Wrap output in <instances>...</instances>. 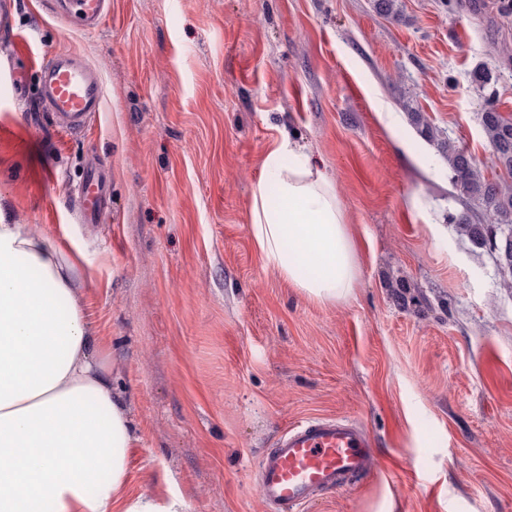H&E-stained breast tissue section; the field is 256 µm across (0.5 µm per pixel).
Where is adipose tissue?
<instances>
[{
    "label": "adipose tissue",
    "mask_w": 512,
    "mask_h": 512,
    "mask_svg": "<svg viewBox=\"0 0 512 512\" xmlns=\"http://www.w3.org/2000/svg\"><path fill=\"white\" fill-rule=\"evenodd\" d=\"M250 234L311 300L345 298L357 265L330 174L292 134L262 160ZM76 262L25 224L0 221V512H187L178 493L127 491L139 437L112 392L104 340Z\"/></svg>",
    "instance_id": "adipose-tissue-1"
}]
</instances>
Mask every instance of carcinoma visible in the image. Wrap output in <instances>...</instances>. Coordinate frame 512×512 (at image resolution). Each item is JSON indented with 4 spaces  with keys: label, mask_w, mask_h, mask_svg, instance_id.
Segmentation results:
<instances>
[{
    "label": "carcinoma",
    "mask_w": 512,
    "mask_h": 512,
    "mask_svg": "<svg viewBox=\"0 0 512 512\" xmlns=\"http://www.w3.org/2000/svg\"><path fill=\"white\" fill-rule=\"evenodd\" d=\"M479 120L499 174L494 180L486 178L471 154L452 140L445 141L443 149L448 155L452 182L465 205V210L450 216V221L473 244L487 246L495 253L500 286L512 288V236L493 239L495 228L512 230V116L499 112L490 95Z\"/></svg>",
    "instance_id": "cac0c4a2"
}]
</instances>
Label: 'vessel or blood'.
Returning a JSON list of instances; mask_svg holds the SVG:
<instances>
[{"label":"vessel or blood","instance_id":"obj_1","mask_svg":"<svg viewBox=\"0 0 512 512\" xmlns=\"http://www.w3.org/2000/svg\"><path fill=\"white\" fill-rule=\"evenodd\" d=\"M53 18L90 32L111 12L112 0H39ZM36 72L44 111L68 130L83 127L99 112L104 84L99 71L67 49L41 61ZM83 220L96 223L101 210L100 186L87 178L82 186ZM373 441L360 425L346 418L315 416L291 426L275 447L265 450L255 471V487L270 512H302L324 493L367 475L373 465Z\"/></svg>","mask_w":512,"mask_h":512}]
</instances>
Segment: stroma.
<instances>
[{
  "mask_svg": "<svg viewBox=\"0 0 512 512\" xmlns=\"http://www.w3.org/2000/svg\"><path fill=\"white\" fill-rule=\"evenodd\" d=\"M0 30V212L76 259L112 390L140 442L129 491L188 512H267L261 454L310 416L371 435L368 475L304 512H512V289L448 221L437 142L495 178L477 67L512 115L503 0H112L76 32L13 0ZM69 49L101 112L58 130L33 60ZM392 114L385 126L376 110ZM296 133L334 177L358 267L322 305L266 266L249 231L262 159ZM100 168L103 213L81 221Z\"/></svg>",
  "mask_w": 512,
  "mask_h": 512,
  "instance_id": "obj_1",
  "label": "stroma"
}]
</instances>
